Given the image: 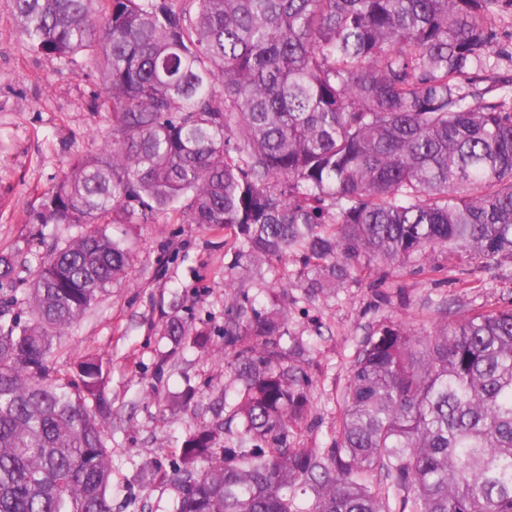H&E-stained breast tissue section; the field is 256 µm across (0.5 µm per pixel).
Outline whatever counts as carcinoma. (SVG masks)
Here are the masks:
<instances>
[{
  "mask_svg": "<svg viewBox=\"0 0 512 512\" xmlns=\"http://www.w3.org/2000/svg\"><path fill=\"white\" fill-rule=\"evenodd\" d=\"M493 2L13 0L34 51L94 56L113 132L36 209L91 230L40 261L32 323L0 325V512H112L106 365L48 373L54 335L131 265L107 228L222 224L240 258L300 256L312 293L437 248L454 264L512 256V74H486ZM286 322L254 309L224 332L249 341L243 429L218 462L209 431L183 441L174 512H512V304L433 336L372 334L322 452L288 447L311 397L277 343ZM163 335L192 329L174 315Z\"/></svg>",
  "mask_w": 512,
  "mask_h": 512,
  "instance_id": "carcinoma-1",
  "label": "carcinoma"
}]
</instances>
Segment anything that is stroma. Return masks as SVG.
Here are the masks:
<instances>
[{
    "mask_svg": "<svg viewBox=\"0 0 512 512\" xmlns=\"http://www.w3.org/2000/svg\"><path fill=\"white\" fill-rule=\"evenodd\" d=\"M488 21L501 33L487 67L512 69V0H497ZM105 91L89 55L77 64L34 53L13 14L0 0V254L17 261L0 284V323H27L34 271L53 247L84 232L81 224L36 223L34 211L74 158L97 154L112 131V114L94 107ZM127 279L113 282L80 321L62 330L48 359L53 378L73 376L75 363L94 354L110 365L107 384L112 422V512H173L182 441L198 429L215 435L214 449L234 446L240 421L231 420L241 382L227 354L224 325L246 299L259 310L284 309L290 361L309 381L311 405L290 427L292 448L331 447L341 396L356 354L374 331L401 326L432 335L446 311L466 315L512 304V258L476 270L448 263L445 250L400 264L374 263L352 273L343 287L308 296L302 260L290 256L255 271L235 259L232 233L210 224H131ZM237 283L227 290L225 280ZM173 315L203 332L173 345L162 336ZM193 390L191 406L173 409Z\"/></svg>",
    "mask_w": 512,
    "mask_h": 512,
    "instance_id": "obj_1",
    "label": "stroma"
}]
</instances>
